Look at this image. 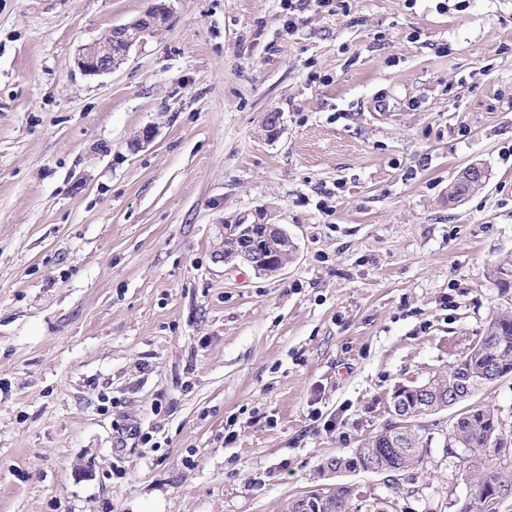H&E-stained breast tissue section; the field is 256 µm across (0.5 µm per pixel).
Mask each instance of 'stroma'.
I'll use <instances>...</instances> for the list:
<instances>
[{
  "label": "stroma",
  "instance_id": "stroma-1",
  "mask_svg": "<svg viewBox=\"0 0 512 512\" xmlns=\"http://www.w3.org/2000/svg\"><path fill=\"white\" fill-rule=\"evenodd\" d=\"M153 3L0 0V512H285L512 311V0H164L78 68ZM265 219L292 259L225 263ZM475 400L511 467L512 377ZM453 415L359 512L473 507ZM167 20V7L160 3L128 23L112 26L104 37L79 51L78 67L88 75L114 71L127 60L134 46L142 43L146 35Z\"/></svg>",
  "mask_w": 512,
  "mask_h": 512
}]
</instances>
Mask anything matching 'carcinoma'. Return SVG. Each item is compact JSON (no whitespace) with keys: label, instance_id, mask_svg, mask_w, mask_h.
Masks as SVG:
<instances>
[{"label":"carcinoma","instance_id":"1","mask_svg":"<svg viewBox=\"0 0 512 512\" xmlns=\"http://www.w3.org/2000/svg\"><path fill=\"white\" fill-rule=\"evenodd\" d=\"M242 235L251 249L259 253L273 254L280 250L276 240L260 238L243 227ZM493 284L506 290L512 287V262H504L490 271ZM479 348L469 357H460L448 368V371L428 380L431 392L429 396L448 394V386L453 384L466 370L482 373L489 368H498L512 374V314H504L492 319L483 336L478 340ZM497 419L494 410L469 400L459 409L455 425L451 426L446 439L445 448H467L470 450V460L467 477L474 482L476 494L482 491L488 481H503L512 484V470H505L486 465L483 452L488 448H498L502 444V431L492 426ZM392 428V435L380 433L372 437L368 447L356 452L361 465L373 461H387L391 473H401L415 468L424 457L423 440L418 431L412 427ZM359 491L348 483H338L325 492L322 512H355L354 501Z\"/></svg>","mask_w":512,"mask_h":512}]
</instances>
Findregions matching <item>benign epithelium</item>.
<instances>
[{"label":"benign epithelium","instance_id":"benign-epithelium-1","mask_svg":"<svg viewBox=\"0 0 512 512\" xmlns=\"http://www.w3.org/2000/svg\"><path fill=\"white\" fill-rule=\"evenodd\" d=\"M167 20V7L160 3L152 6L142 16L128 23L113 26L104 37L84 46L79 51L78 67L88 75H99L114 71L127 60L134 46L142 43L146 35ZM460 177L463 182L468 184L469 188H480L487 180V173L481 166L472 164L462 170ZM232 228H234L232 224L224 225V248L235 250L237 259L258 271L276 270V265L272 263L271 257L263 256L255 251L245 252L239 248H234L232 244L233 237L229 235ZM263 232L266 236L279 240L285 249L294 244L288 232L280 224H265L263 225ZM485 382H487L485 378L475 381L469 379L465 382L466 391L461 392L452 387L448 396L442 399H427L414 409H403L399 405L400 396L396 394L392 400L391 415L394 420L406 426L415 427L419 425L420 419L424 416L438 409L455 407L459 402L470 398ZM511 496L512 493L504 487L495 486L487 489L483 493L480 508L482 512H496L500 504Z\"/></svg>","mask_w":512,"mask_h":512}]
</instances>
